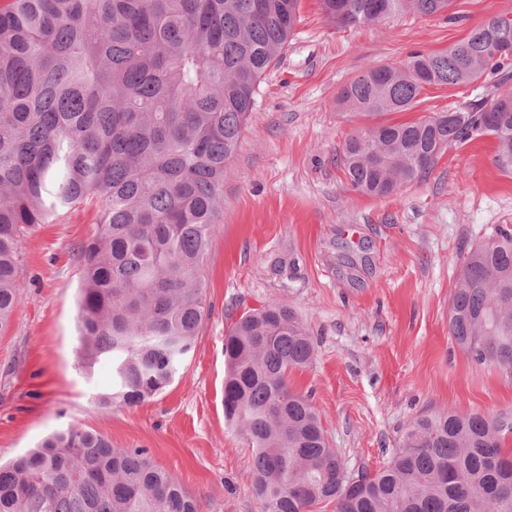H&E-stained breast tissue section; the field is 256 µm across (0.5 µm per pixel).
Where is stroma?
Returning <instances> with one entry per match:
<instances>
[{
	"label": "stroma",
	"instance_id": "1",
	"mask_svg": "<svg viewBox=\"0 0 512 512\" xmlns=\"http://www.w3.org/2000/svg\"><path fill=\"white\" fill-rule=\"evenodd\" d=\"M494 17L512 19V0H453L443 13L347 27L328 22L320 0H301L224 177L205 261L211 315L173 382L137 406L100 408L110 365L89 375L78 366L77 249L98 207L77 205L23 237L21 301L0 332V463L79 426L113 447L146 449L202 512H260L251 449L224 420V336L240 314L274 300L314 338L312 365L290 384L310 396L350 470L382 468L417 416L512 410V379L471 362L448 332L461 254L512 225V170L494 139L452 144L425 177L384 197L355 191L338 157L366 124L337 110L343 86L368 67L447 50ZM504 92L512 60L473 83L427 86L406 117Z\"/></svg>",
	"mask_w": 512,
	"mask_h": 512
}]
</instances>
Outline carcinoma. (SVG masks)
Segmentation results:
<instances>
[{"label":"carcinoma","mask_w":512,"mask_h":512,"mask_svg":"<svg viewBox=\"0 0 512 512\" xmlns=\"http://www.w3.org/2000/svg\"><path fill=\"white\" fill-rule=\"evenodd\" d=\"M337 25L451 0H321ZM299 0H11L0 8V332L21 296L18 243L78 204L100 211L79 247L82 371L106 362L99 405L134 407L169 386L210 314L204 261L223 213L224 174L254 92L297 21ZM512 20L480 23L448 50L373 66L336 106L370 121L347 138L352 187L383 197L453 143L490 135L512 168V93L464 110L384 120L424 85L477 80L509 60ZM448 331L474 363L512 369V229L463 254ZM225 421L252 448L262 512H512V412L440 411L407 422L372 472L348 469L288 375L314 342L288 306L241 315L224 336ZM0 512H201L140 448L70 426L0 465Z\"/></svg>","instance_id":"carcinoma-1"}]
</instances>
